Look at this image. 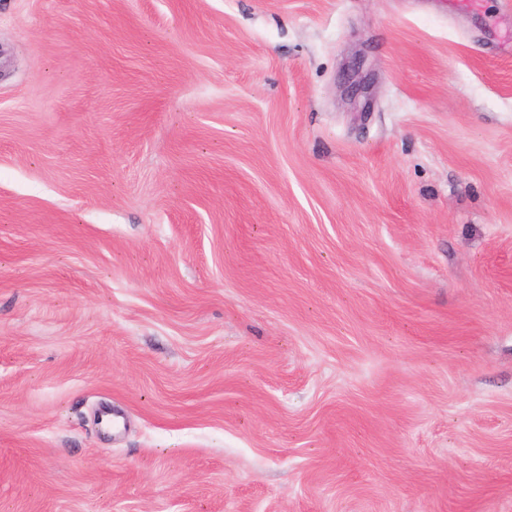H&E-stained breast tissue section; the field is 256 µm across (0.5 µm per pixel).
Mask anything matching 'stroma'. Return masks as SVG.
Listing matches in <instances>:
<instances>
[{
    "instance_id": "stroma-1",
    "label": "stroma",
    "mask_w": 512,
    "mask_h": 512,
    "mask_svg": "<svg viewBox=\"0 0 512 512\" xmlns=\"http://www.w3.org/2000/svg\"><path fill=\"white\" fill-rule=\"evenodd\" d=\"M0 512H512V0H0Z\"/></svg>"
}]
</instances>
